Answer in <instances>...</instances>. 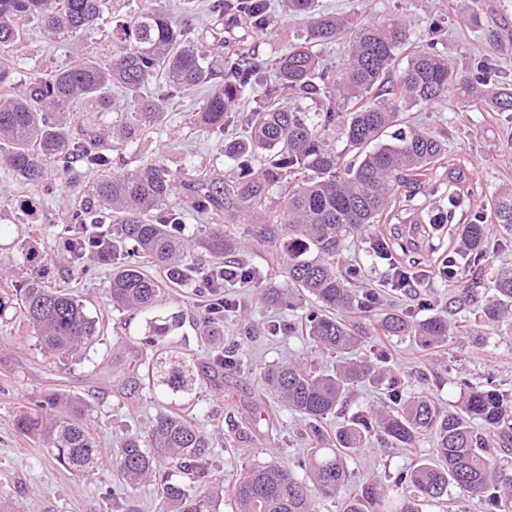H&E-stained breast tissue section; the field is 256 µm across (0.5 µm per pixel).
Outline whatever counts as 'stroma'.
Instances as JSON below:
<instances>
[{"label": "stroma", "instance_id": "stroma-1", "mask_svg": "<svg viewBox=\"0 0 512 512\" xmlns=\"http://www.w3.org/2000/svg\"><path fill=\"white\" fill-rule=\"evenodd\" d=\"M321 2L364 20L402 14L417 29L427 18L437 19L442 28L439 49L460 67L475 68L488 54L481 31L459 17L470 8L471 0ZM267 9L273 20L271 30L248 39L265 60L280 54L304 27L302 20L288 17L283 0H267ZM201 96V91L189 90L173 101L165 123L143 143L140 154L128 156L129 166L152 158L175 169L180 158L190 154L195 161L233 172L235 165L225 158L223 143L197 138L189 127L190 114ZM407 117L414 126L429 129L445 140L450 163L459 167L474 189L471 212L481 211L486 197L512 185V112H464L451 96L430 108L414 107ZM28 195V189L13 185L0 196V264L7 267L13 280L21 282L40 273L49 285L69 289L83 301L90 316L103 318L104 332L89 351L48 358L37 347L35 336L17 339L20 322L8 317L0 320V512H158L149 490L116 495L112 492L114 477L91 483L63 469L46 449L17 431L15 415L24 399L58 390L82 403L102 447H111L121 436L144 431L170 393L160 387L155 396H148L129 371V362L150 321L174 313L181 317V327L173 338L175 353L189 350L199 361L209 363L228 338L240 344L244 357L240 370L219 375L214 386H196L191 395V412L197 423L224 447L214 460L215 472L228 480L245 464L296 465L309 443L304 422L270 398L264 373L270 365L285 360L323 369L336 364L335 355L288 333L287 325L299 317V310L270 311L257 302L254 289L238 285L233 290L239 302L236 312L218 322L220 334L209 341L198 333L206 299L192 289L174 294L167 305L152 314L132 317L119 312L106 301L110 266L95 261L82 271L57 257L59 212L71 199L67 181L56 180L53 194L39 204L40 231L34 249L42 255V263L22 255L19 244L26 237V227L17 202ZM374 237V231H367L344 251L343 260L362 262L365 275L361 287L375 289L384 300L397 301L415 318L439 314L453 327L492 293V282L487 279L471 298L463 300L455 293V280L432 274L418 277L413 288H394L387 265L368 254ZM273 321L282 326L275 335L268 332ZM476 329L473 336H450L447 345L436 352L423 350L410 336L393 340L387 366L393 377L404 383L406 393H430L444 406L457 403V381L462 377L475 381L493 372L512 391V335H500L495 326L484 323L477 324ZM438 362L447 368L440 385L423 381L421 371ZM430 450L426 440L415 448L363 449L348 462L350 487L359 489L372 479L387 481Z\"/></svg>", "mask_w": 512, "mask_h": 512}]
</instances>
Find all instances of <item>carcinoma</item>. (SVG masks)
I'll use <instances>...</instances> for the list:
<instances>
[{"label": "carcinoma", "instance_id": "carcinoma-1", "mask_svg": "<svg viewBox=\"0 0 512 512\" xmlns=\"http://www.w3.org/2000/svg\"><path fill=\"white\" fill-rule=\"evenodd\" d=\"M285 2L288 14L305 19L307 27L273 60L274 82L265 103L246 116L247 136L224 143V156L238 169L226 179L191 158L180 164V178L162 161L126 171L114 166L140 150L169 102L190 88L205 92L202 106L191 113L193 129L203 138H224L235 120L234 103L250 96L264 69L246 45L248 35L224 41V15H238L261 33L271 25L263 0H215L207 37L189 12L174 21L167 0H149L138 11L128 9L129 0H0V166L42 196L52 193L55 177L99 175L75 187L77 201L62 218L58 242L78 266L89 239H105L102 225H112V247L101 261L112 265L107 294L116 309L145 314L179 290L215 292L233 283L253 284L261 304L274 310L291 306L296 292L313 301L301 320L303 337L336 354V370L322 373L288 361L264 373L270 392L307 422L310 447L301 463L306 478L288 465L246 467L228 486L232 512H314L316 499L340 496L343 512H423L452 487L496 512H512V468L503 465L512 456V396L490 382L460 381L462 405L446 410L426 395H403L392 378L381 409L359 410L331 426L355 388L383 376L376 364L349 359L353 349L377 337L413 336L427 349L449 339L448 321L440 315L417 320L376 308V291L355 287L362 267L341 264L347 244L366 225L390 217L428 225L433 253L434 239L446 232L461 242L454 251L471 273L461 286L467 293L487 271L490 227L512 233V188L487 198L468 223H453L473 189L448 172L443 140L404 129V109L431 106L453 91L466 108L512 112V82L486 60L471 70L452 64L435 49L441 32L436 20L418 34L400 15L364 21L321 11L318 0ZM33 21L50 39L88 40L111 51L24 71ZM343 36L348 51L336 79L322 67L321 52ZM160 73L166 89H150ZM306 99L319 100L322 111H307L301 104ZM424 183L439 194L438 207L415 201ZM230 207L243 217L240 233L226 225ZM188 213L205 220L199 237L211 257L207 265L186 262L195 246L184 234ZM248 245L271 250L275 274L288 287L255 283L240 263L227 271L226 259ZM10 309L49 355L76 353L103 330L70 292L40 279L0 286V317ZM473 316L512 327V269L497 272L495 296ZM179 327L177 315L154 320L140 342L138 380L150 396L160 385L188 394L197 381L193 359H168L163 338ZM217 365L227 371L241 366L236 342L227 343ZM84 416L79 402L47 393L22 406L15 426L58 465L89 481L101 480L99 469L107 465L126 489L154 487L161 512H204L191 489L211 496L223 487L212 470L218 448L182 403L171 401L147 431L110 448L100 446ZM424 439L432 443V455L396 475L400 493L391 496L371 484L349 491L347 460L360 449L374 443L414 448ZM162 462L185 481L161 471Z\"/></svg>", "mask_w": 512, "mask_h": 512}]
</instances>
